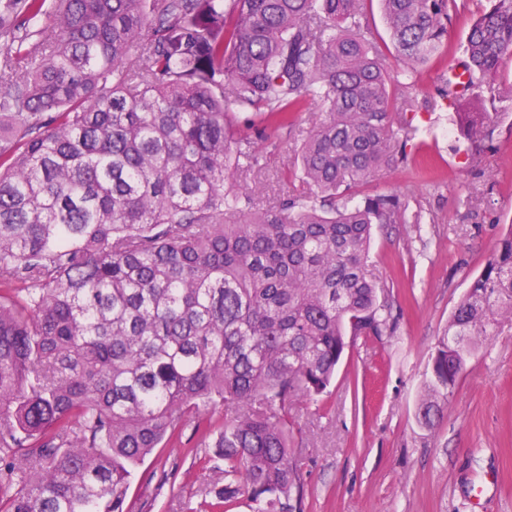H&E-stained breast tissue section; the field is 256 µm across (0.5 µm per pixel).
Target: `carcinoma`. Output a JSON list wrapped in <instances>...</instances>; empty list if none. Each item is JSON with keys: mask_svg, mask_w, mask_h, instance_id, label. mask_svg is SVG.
Instances as JSON below:
<instances>
[{"mask_svg": "<svg viewBox=\"0 0 512 512\" xmlns=\"http://www.w3.org/2000/svg\"><path fill=\"white\" fill-rule=\"evenodd\" d=\"M0 0V512H131L136 468L189 417L224 408L207 462L257 512H305L293 411L327 393L350 341L381 336L369 271L394 195L348 205L407 158L393 102L442 52L455 0ZM427 108L473 141L512 109L468 103L512 57V0H487ZM292 191L257 207L235 112L294 126ZM512 320V232L431 357L421 417L452 395L477 342ZM365 15L367 17L366 20L372 33L377 37L379 41L384 44L386 43L392 51L385 19L382 14L380 5L376 0L373 2H366Z\"/></svg>", "mask_w": 512, "mask_h": 512, "instance_id": "obj_1", "label": "carcinoma"}]
</instances>
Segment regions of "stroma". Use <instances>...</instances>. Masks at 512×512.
<instances>
[{
    "label": "stroma",
    "instance_id": "stroma-1",
    "mask_svg": "<svg viewBox=\"0 0 512 512\" xmlns=\"http://www.w3.org/2000/svg\"><path fill=\"white\" fill-rule=\"evenodd\" d=\"M483 6L456 0L447 54L412 78L419 110L396 106L390 114L394 125L417 130L406 161L359 190L363 198L399 197L416 220L376 226L371 245L393 333L357 338L329 395L294 412V445L308 453L306 512H512V322L478 343L437 425L420 416L431 357L451 314L512 231V112L467 142L449 113L421 108ZM320 115L309 102L296 126L272 121L255 137L260 206L292 188L291 149ZM205 442L190 420L174 443L146 458L129 491L133 512H202L220 485L218 472L199 462Z\"/></svg>",
    "mask_w": 512,
    "mask_h": 512
}]
</instances>
